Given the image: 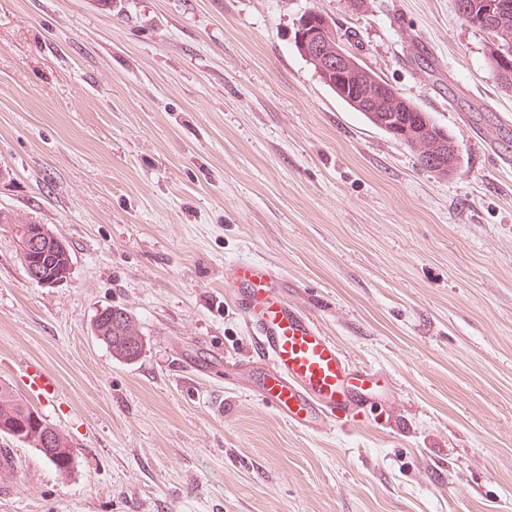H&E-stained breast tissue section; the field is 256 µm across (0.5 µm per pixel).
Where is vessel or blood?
<instances>
[{
	"instance_id": "b4317fda",
	"label": "vessel or blood",
	"mask_w": 512,
	"mask_h": 512,
	"mask_svg": "<svg viewBox=\"0 0 512 512\" xmlns=\"http://www.w3.org/2000/svg\"><path fill=\"white\" fill-rule=\"evenodd\" d=\"M224 282L252 335L260 360L258 390L263 405L291 428L320 434L350 424L373 408L375 372L356 366L318 321L295 305L284 288L272 287L264 262L230 263ZM29 390L54 396L55 379L42 369L27 374Z\"/></svg>"
}]
</instances>
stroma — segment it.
<instances>
[{"label":"stroma","mask_w":512,"mask_h":512,"mask_svg":"<svg viewBox=\"0 0 512 512\" xmlns=\"http://www.w3.org/2000/svg\"><path fill=\"white\" fill-rule=\"evenodd\" d=\"M332 17L460 145L448 176L297 53ZM455 0H0V213L71 254L30 279L0 223V380L73 446L0 436V512H512V91ZM272 265L382 408L320 434L250 391L225 264ZM106 306L140 325L113 357ZM53 374L28 395L20 360ZM108 307L103 313H97L94 330L99 340L104 343L118 358L125 360L136 359L142 351V332L136 320L124 309L112 307V333L108 332L111 326L107 315ZM113 312L115 317H113ZM99 316V319H98ZM119 318V319H117Z\"/></svg>","instance_id":"obj_1"}]
</instances>
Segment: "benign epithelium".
Wrapping results in <instances>:
<instances>
[{"instance_id":"benign-epithelium-1","label":"benign epithelium","mask_w":512,"mask_h":512,"mask_svg":"<svg viewBox=\"0 0 512 512\" xmlns=\"http://www.w3.org/2000/svg\"><path fill=\"white\" fill-rule=\"evenodd\" d=\"M297 43L307 57L315 58L318 72L327 79L336 94L347 101L352 108L365 113L371 122L402 142H417L418 139L430 136L444 145L448 144V136L439 131H431V123L423 122V126L411 132L403 131L388 123L386 112H416L418 108L402 97L387 82H380L366 88L369 84L368 72L359 60L346 51L338 35L334 34L333 23L324 14H308L298 23ZM430 157L432 169L444 175L453 173L459 163L458 150L450 153L437 149L426 152ZM19 253L25 260L30 278L45 287H52L67 278L70 273V259L67 246L57 235L34 226L28 232L16 237ZM54 260L57 268L54 274L47 277L43 269L38 267L45 258ZM31 427L22 423L0 424V429L19 442L33 443L44 450H50L59 444V432L52 426L41 422L36 411L30 412Z\"/></svg>"}]
</instances>
